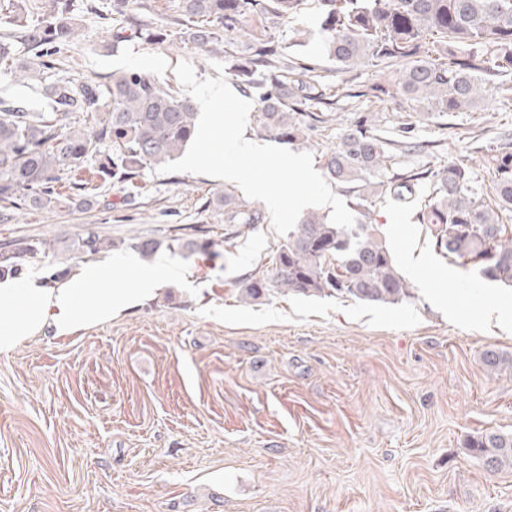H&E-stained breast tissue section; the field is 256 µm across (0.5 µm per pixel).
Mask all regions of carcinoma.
<instances>
[{
    "label": "carcinoma",
    "instance_id": "cac0c4a2",
    "mask_svg": "<svg viewBox=\"0 0 512 512\" xmlns=\"http://www.w3.org/2000/svg\"><path fill=\"white\" fill-rule=\"evenodd\" d=\"M324 49L341 68L395 66L396 94L428 112H474L492 83L512 98V0H317ZM302 0H177L176 8L192 23L189 35L201 50L224 51L223 33L252 41V54L232 65L230 74L245 87L263 86L259 129L288 143L308 142L297 114L323 103L325 88L307 65L290 66L296 75L283 88L271 70L277 49L258 36L268 24L292 17ZM0 11L27 45L29 56L16 57L13 40L0 38V69L42 95L45 107L32 111L0 99V203L31 210L70 206L75 198L57 185L65 175L95 161L101 179L132 182L145 168L179 156L195 132L196 106L159 86L146 75L114 73L106 82L58 80L39 83L54 68L52 56L76 36L73 0H6ZM253 18L244 26L242 20ZM139 38L165 41L166 34L119 27L110 45ZM82 126L66 129L73 115ZM397 145L377 133L371 116L339 136L325 153L324 168L351 197L359 214L351 229L315 212L304 214L271 253V271L234 282L240 300L256 302L273 293L336 297L377 305H399L412 297L378 234L376 203L393 196L416 208L419 223L431 226L435 248L480 277L512 288V147L489 156L487 203L470 167L449 163L421 172L400 166ZM224 209V251L230 252L242 229L262 220L261 213L234 193L219 198ZM151 256L169 251L218 255L210 239H145L131 243ZM119 247L90 232L77 252L95 256ZM51 248L46 240L0 247V276H19L24 261ZM486 371H512V356L488 350ZM488 467H512V434L487 432L469 442Z\"/></svg>",
    "mask_w": 512,
    "mask_h": 512
}]
</instances>
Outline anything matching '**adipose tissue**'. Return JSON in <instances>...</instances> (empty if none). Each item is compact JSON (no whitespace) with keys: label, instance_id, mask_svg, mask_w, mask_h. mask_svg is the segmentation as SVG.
Listing matches in <instances>:
<instances>
[{"label":"adipose tissue","instance_id":"1","mask_svg":"<svg viewBox=\"0 0 512 512\" xmlns=\"http://www.w3.org/2000/svg\"><path fill=\"white\" fill-rule=\"evenodd\" d=\"M166 264L142 269L133 287L112 285L111 265L88 262L69 279L53 286L33 278H0V353L52 327L69 336L88 324L120 314L153 295L166 275Z\"/></svg>","mask_w":512,"mask_h":512}]
</instances>
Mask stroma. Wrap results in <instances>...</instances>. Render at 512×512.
<instances>
[{"label":"stroma","instance_id":"stroma-1","mask_svg":"<svg viewBox=\"0 0 512 512\" xmlns=\"http://www.w3.org/2000/svg\"><path fill=\"white\" fill-rule=\"evenodd\" d=\"M78 36L46 80L131 71L174 92L179 62L216 77L246 45L224 37V53L194 45L171 0H135L127 14L110 0H76ZM162 31V43H106L126 24ZM270 34L288 61L311 65L334 99L331 120L309 133L315 169L340 133L371 114L385 137L409 129L417 151L407 168L468 164L489 186L487 153L512 144V100L488 91L480 110L422 111L392 95L397 72L341 69L325 50L316 0ZM385 88L383 98L361 90ZM81 176L89 207L0 209V244L93 231L118 241L106 252L117 285L147 266L132 244L173 236L224 238L210 207L228 185L190 173L144 170L138 195ZM375 218L408 302L376 306L336 297L274 294L240 301L235 279L262 272L281 238L262 219L238 238L231 259L162 251L165 283L112 320L65 337L52 330L0 353V512H512V468L492 470L469 439L512 434V379L487 373L485 351L512 353V325L487 317L512 309V290L442 257L411 205L379 200ZM420 250V272L405 249ZM472 299L460 319L448 304Z\"/></svg>","mask_w":512,"mask_h":512}]
</instances>
